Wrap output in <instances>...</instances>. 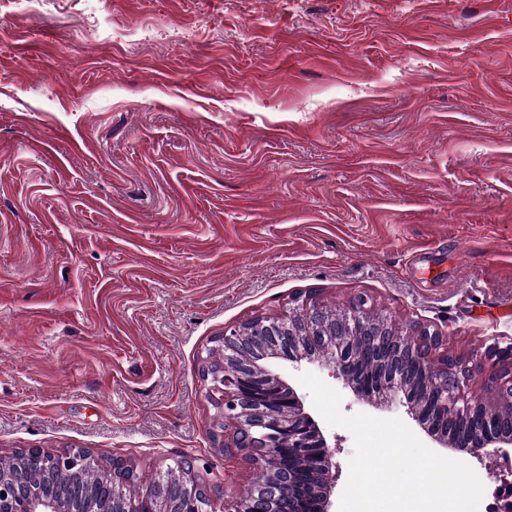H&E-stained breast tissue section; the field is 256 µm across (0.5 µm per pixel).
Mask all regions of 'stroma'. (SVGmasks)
Returning <instances> with one entry per match:
<instances>
[{
    "label": "stroma",
    "instance_id": "obj_1",
    "mask_svg": "<svg viewBox=\"0 0 512 512\" xmlns=\"http://www.w3.org/2000/svg\"><path fill=\"white\" fill-rule=\"evenodd\" d=\"M98 29L71 39L75 9ZM52 0L0 24V459L83 448L140 483L256 470L209 431L225 326L365 297L441 353L512 343V0ZM138 23L174 39L106 41ZM302 372L402 419L486 491L512 453L431 438L405 396ZM338 512L353 437L321 424Z\"/></svg>",
    "mask_w": 512,
    "mask_h": 512
}]
</instances>
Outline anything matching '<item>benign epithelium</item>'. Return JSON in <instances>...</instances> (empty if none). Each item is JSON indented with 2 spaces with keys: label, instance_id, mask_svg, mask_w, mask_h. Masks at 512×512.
Listing matches in <instances>:
<instances>
[{
  "label": "benign epithelium",
  "instance_id": "obj_1",
  "mask_svg": "<svg viewBox=\"0 0 512 512\" xmlns=\"http://www.w3.org/2000/svg\"><path fill=\"white\" fill-rule=\"evenodd\" d=\"M307 320L298 333L304 344L314 345L321 340L320 305L304 300ZM346 321L342 335L336 338V352L331 363L333 376L346 383L353 382L352 368L361 354H376L387 343L384 331L368 322L367 300L363 297L344 309ZM424 341L410 346L412 364L423 368L430 365L429 353L421 348L427 343L436 348L442 343L441 335L423 329ZM255 336L273 340L279 345L291 342L292 331L286 322L265 317L255 322H242L225 328L217 337V348L224 351V367L211 373L204 369L203 378L209 382L208 393L224 421L235 424L232 435L220 441L224 448H234L248 454L259 448L269 458H293L310 455L320 460L319 469L310 474L309 480L323 486L321 512H327L328 491L334 485L335 450L330 448L314 420L303 411L299 398L291 389L280 397L276 388L281 383L262 369L240 361L246 343ZM454 375H448V365L433 367L437 390V405L446 406L455 401L474 407L475 400L464 391L463 380L478 373L495 385L512 388V343L495 344L484 356L477 359L453 358ZM498 423L490 416L473 418L471 430L453 442L456 448H466L473 454L498 453L503 446H512V433H499ZM25 457L26 468L44 478L7 481L0 477V512H80L84 496L92 497L97 512H117L112 496V485L101 482L82 484V477L99 470L92 456L78 449L60 454H50L40 448H26L19 452ZM298 488L293 471L285 468L270 472L268 493L251 499L248 503L236 499L233 493H224V507L217 509L211 491L190 480L180 488L156 475L147 489L151 501L141 506L134 504L125 512H276L275 504L290 499Z\"/></svg>",
  "mask_w": 512,
  "mask_h": 512
}]
</instances>
